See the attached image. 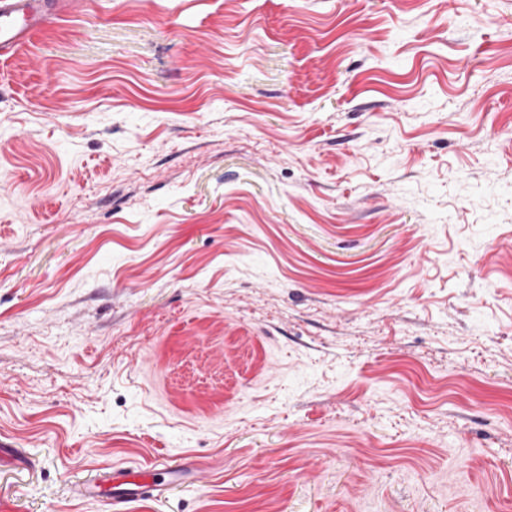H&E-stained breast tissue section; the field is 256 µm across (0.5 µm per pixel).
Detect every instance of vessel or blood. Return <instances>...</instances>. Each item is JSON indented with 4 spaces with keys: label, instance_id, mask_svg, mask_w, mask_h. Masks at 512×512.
Here are the masks:
<instances>
[{
    "label": "vessel or blood",
    "instance_id": "1",
    "mask_svg": "<svg viewBox=\"0 0 512 512\" xmlns=\"http://www.w3.org/2000/svg\"><path fill=\"white\" fill-rule=\"evenodd\" d=\"M81 0H0V57L16 52L40 33L52 16ZM182 471L170 467L122 468L82 482L79 493L119 512L127 503L143 500L180 484Z\"/></svg>",
    "mask_w": 512,
    "mask_h": 512
}]
</instances>
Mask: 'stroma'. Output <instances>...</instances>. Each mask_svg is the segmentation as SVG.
Instances as JSON below:
<instances>
[{"label": "stroma", "mask_w": 512, "mask_h": 512, "mask_svg": "<svg viewBox=\"0 0 512 512\" xmlns=\"http://www.w3.org/2000/svg\"><path fill=\"white\" fill-rule=\"evenodd\" d=\"M24 512H512V0H83L0 60ZM184 473L157 465L112 470L103 476L78 484V492L105 506V511L120 512L127 503L147 499L181 483ZM109 509V510H108Z\"/></svg>", "instance_id": "1"}]
</instances>
